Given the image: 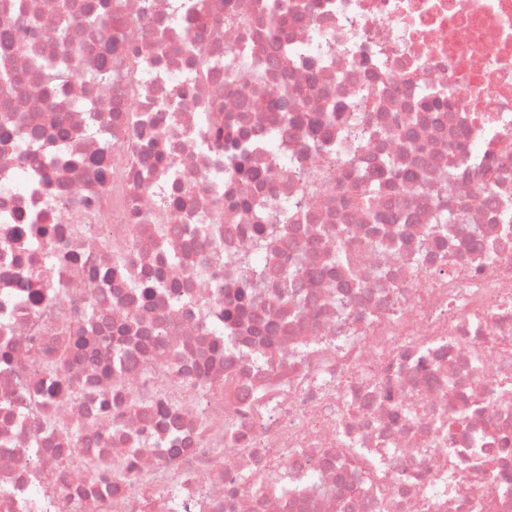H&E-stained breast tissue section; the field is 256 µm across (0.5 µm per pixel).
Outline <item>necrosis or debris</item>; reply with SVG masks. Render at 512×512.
I'll use <instances>...</instances> for the list:
<instances>
[{
  "label": "necrosis or debris",
  "instance_id": "necrosis-or-debris-1",
  "mask_svg": "<svg viewBox=\"0 0 512 512\" xmlns=\"http://www.w3.org/2000/svg\"><path fill=\"white\" fill-rule=\"evenodd\" d=\"M64 2L126 28L60 42L45 0H0V70L75 73L0 88L36 133L0 125V512H512V0H289L280 30L265 0L204 28L195 0ZM291 88L275 164L256 108ZM256 199L301 215L251 289ZM44 266L65 288L35 306ZM73 75L69 65L62 60H40L30 75L26 78H16L14 84L6 89H12L25 79L38 78L50 92H54L69 82Z\"/></svg>",
  "mask_w": 512,
  "mask_h": 512
}]
</instances>
